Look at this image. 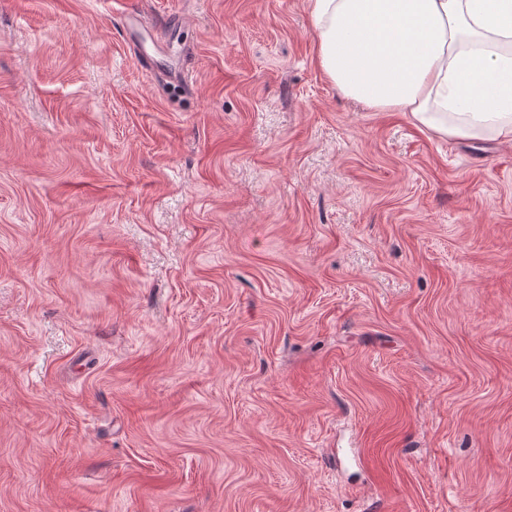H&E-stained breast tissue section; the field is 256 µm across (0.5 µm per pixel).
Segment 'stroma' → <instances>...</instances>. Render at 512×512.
<instances>
[{
  "label": "stroma",
  "instance_id": "stroma-1",
  "mask_svg": "<svg viewBox=\"0 0 512 512\" xmlns=\"http://www.w3.org/2000/svg\"><path fill=\"white\" fill-rule=\"evenodd\" d=\"M315 56L308 0H0V512H512V144Z\"/></svg>",
  "mask_w": 512,
  "mask_h": 512
}]
</instances>
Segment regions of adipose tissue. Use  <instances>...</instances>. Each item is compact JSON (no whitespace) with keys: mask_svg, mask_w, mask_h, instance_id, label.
Wrapping results in <instances>:
<instances>
[{"mask_svg":"<svg viewBox=\"0 0 512 512\" xmlns=\"http://www.w3.org/2000/svg\"><path fill=\"white\" fill-rule=\"evenodd\" d=\"M346 97L448 140L512 141V0H308Z\"/></svg>","mask_w":512,"mask_h":512,"instance_id":"adipose-tissue-1","label":"adipose tissue"}]
</instances>
